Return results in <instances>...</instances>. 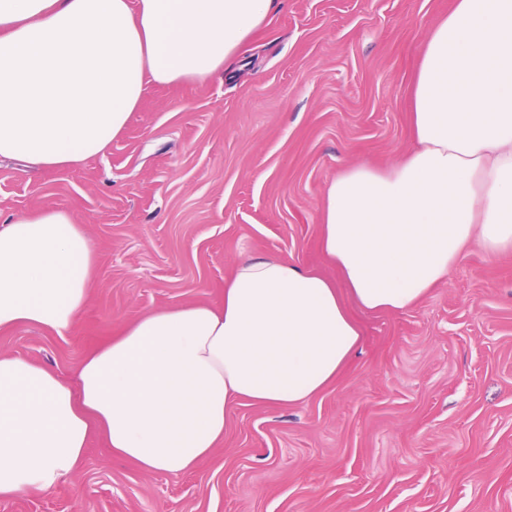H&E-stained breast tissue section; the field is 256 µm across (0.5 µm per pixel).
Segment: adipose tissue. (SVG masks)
<instances>
[{
	"mask_svg": "<svg viewBox=\"0 0 512 512\" xmlns=\"http://www.w3.org/2000/svg\"><path fill=\"white\" fill-rule=\"evenodd\" d=\"M275 0H0V156L66 170L105 153L149 85L203 81L261 32ZM411 149L341 170L319 246L351 297L403 313L470 245L512 249V0H454L409 89ZM98 273L64 208L0 224V331L80 324ZM362 341L335 282L240 259L220 304L123 323L74 379L0 354V500L53 491L91 438L178 475L223 441L234 404L289 406L331 383Z\"/></svg>",
	"mask_w": 512,
	"mask_h": 512,
	"instance_id": "ef3b65f1",
	"label": "adipose tissue"
}]
</instances>
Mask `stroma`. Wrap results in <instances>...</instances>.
Returning a JSON list of instances; mask_svg holds the SVG:
<instances>
[{"label":"stroma","instance_id":"1","mask_svg":"<svg viewBox=\"0 0 512 512\" xmlns=\"http://www.w3.org/2000/svg\"><path fill=\"white\" fill-rule=\"evenodd\" d=\"M452 6L279 0L229 70L150 86L105 155L54 172L0 159V223L68 209L98 265L74 333H0V353L72 377L120 323L220 303L244 256L336 277L324 190L409 147L408 83ZM350 312L363 341L336 379L296 405H234L191 471L146 473L95 441L54 491L0 512H512V251L471 247L410 311Z\"/></svg>","mask_w":512,"mask_h":512}]
</instances>
